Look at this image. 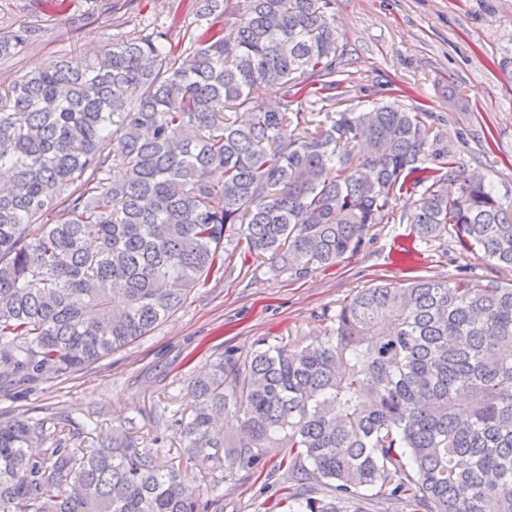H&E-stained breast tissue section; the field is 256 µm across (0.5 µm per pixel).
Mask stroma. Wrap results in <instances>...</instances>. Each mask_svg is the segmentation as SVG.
<instances>
[{
    "mask_svg": "<svg viewBox=\"0 0 512 512\" xmlns=\"http://www.w3.org/2000/svg\"><path fill=\"white\" fill-rule=\"evenodd\" d=\"M331 11L343 50L337 110L368 98L425 110L460 164L484 172L512 201V0H332ZM26 25L40 36L0 58L1 88L54 57L81 61L167 27L182 51L203 27L193 0H0V35ZM411 210V201L400 199L395 221L376 225L361 250L301 277L233 252L222 278L202 282L148 336L77 372L0 395V420L51 418L85 448L110 433L132 448L158 447L164 468L185 469V388L225 350L244 353L262 338L309 344L347 299L376 284L455 275L512 283V271L454 235L415 239L406 220ZM287 454H267L266 474L257 479L237 469L196 480L223 496L224 512H277Z\"/></svg>",
    "mask_w": 512,
    "mask_h": 512,
    "instance_id": "obj_1",
    "label": "stroma"
}]
</instances>
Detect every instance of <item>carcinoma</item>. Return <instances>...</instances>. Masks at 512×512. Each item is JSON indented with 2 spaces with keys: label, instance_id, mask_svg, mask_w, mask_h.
<instances>
[{
  "label": "carcinoma",
  "instance_id": "obj_1",
  "mask_svg": "<svg viewBox=\"0 0 512 512\" xmlns=\"http://www.w3.org/2000/svg\"><path fill=\"white\" fill-rule=\"evenodd\" d=\"M195 6L207 27L183 59L167 29L91 61H52L0 92V391L149 335L224 272L233 244L304 275L359 251L414 194L419 240L451 231L512 269V204L457 165L427 113L374 102L326 127L292 109L315 77L322 103L336 104L330 0H236L232 38L224 0ZM37 35L0 36V57ZM329 321L316 343L264 340L188 382L191 470L261 475L267 451L286 448V512H512V284H378ZM223 413L240 422L229 445L213 429ZM0 512L224 502L149 448L107 437L88 451L58 439L50 418L14 417L0 420Z\"/></svg>",
  "mask_w": 512,
  "mask_h": 512
}]
</instances>
